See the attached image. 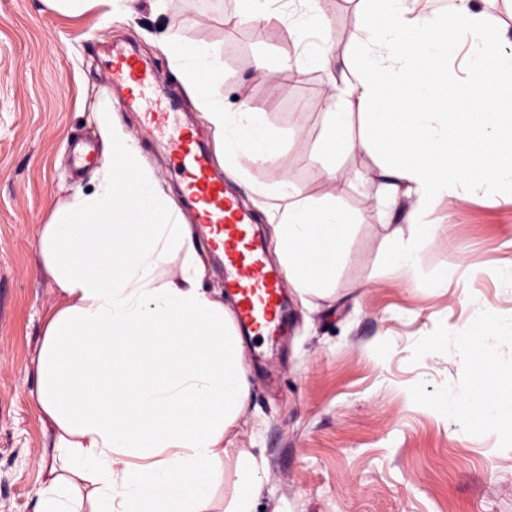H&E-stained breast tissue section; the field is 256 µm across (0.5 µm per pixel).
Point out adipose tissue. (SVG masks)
Masks as SVG:
<instances>
[{"mask_svg": "<svg viewBox=\"0 0 512 512\" xmlns=\"http://www.w3.org/2000/svg\"><path fill=\"white\" fill-rule=\"evenodd\" d=\"M320 44L287 68L333 73L319 0H300ZM374 19L350 56L353 79L327 98V152L373 149L386 202L413 196L390 263L415 269L439 227L426 217L451 193L512 184V54L469 0L442 18L409 0H373ZM473 34L471 80L449 79V28ZM198 112L224 147L231 177L266 169L283 203L274 226L278 261L301 299L334 292L355 220L336 201L305 195L279 167L278 132L258 110L229 112L215 93L222 70L203 45H167ZM364 133H349L351 108ZM105 160L93 189L76 188L43 225L38 248L63 304L34 360L31 395L55 439L44 452L36 512H214L225 479L224 438L249 401L243 343L223 300L204 288V251L175 200L146 164L116 111L98 112ZM175 271H168L170 261ZM479 380L451 413L470 427L512 429V369L487 344L484 324L456 336ZM261 463L239 452L228 512H254Z\"/></svg>", "mask_w": 512, "mask_h": 512, "instance_id": "ef3b65f1", "label": "adipose tissue"}]
</instances>
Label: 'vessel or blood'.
<instances>
[{
    "label": "vessel or blood",
    "instance_id": "obj_1",
    "mask_svg": "<svg viewBox=\"0 0 512 512\" xmlns=\"http://www.w3.org/2000/svg\"><path fill=\"white\" fill-rule=\"evenodd\" d=\"M107 69L121 106L142 113L148 125L166 132L167 148L177 162L174 174L179 189L210 250L223 264L224 290L235 302L241 330L252 337L278 333L284 325L283 286L266 261L252 213L226 186L194 128L176 122L155 99L159 77L153 66L135 52L116 47Z\"/></svg>",
    "mask_w": 512,
    "mask_h": 512
}]
</instances>
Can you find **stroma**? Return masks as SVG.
Returning a JSON list of instances; mask_svg holds the SVG:
<instances>
[{
    "mask_svg": "<svg viewBox=\"0 0 512 512\" xmlns=\"http://www.w3.org/2000/svg\"><path fill=\"white\" fill-rule=\"evenodd\" d=\"M90 0L74 15L50 0H0V512H36L44 475L43 426L30 396L33 359L49 317L60 305L38 251L43 224L75 187L90 188L94 168L71 179L66 147L99 138L95 113L111 105L103 65L112 47L132 48L161 74L163 98L184 97L174 62L161 47L173 38L209 48L224 71L216 87L227 111L241 104L265 113L280 134L279 162L305 194L337 199L356 217L336 273L335 296L303 303L287 291L288 333L277 344L246 342L247 408L228 436L225 468L239 450L265 462L255 512H512V435L470 429L435 411L446 397L470 391L471 362L454 340L480 318L504 367H512V185H490L441 199L430 220L436 238L414 271L392 269L391 232L405 224L411 199L383 205L375 172L381 157L360 150L330 158L321 150L326 76L308 68L268 83L256 56L272 61L303 49L290 27L271 20L270 39L252 23L226 25L238 0H167L155 15L114 14ZM337 81L361 35L364 0H321ZM122 122L138 141L168 195L178 187L165 140L141 113ZM343 171L347 182L327 175ZM231 186L256 215L269 260L279 203L264 169L247 168ZM447 287H434L442 269Z\"/></svg>",
    "mask_w": 512,
    "mask_h": 512,
    "instance_id": "35a3bbf8",
    "label": "stroma"
}]
</instances>
